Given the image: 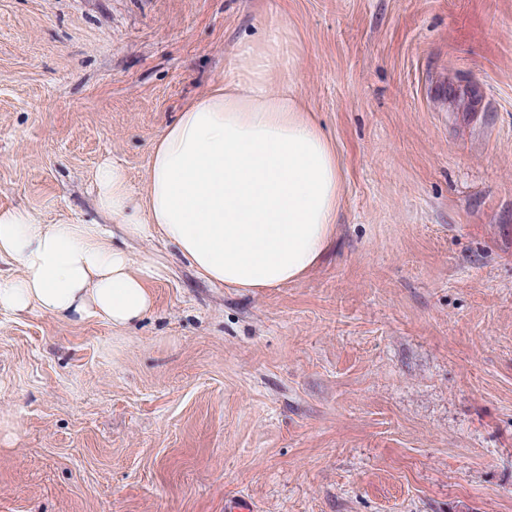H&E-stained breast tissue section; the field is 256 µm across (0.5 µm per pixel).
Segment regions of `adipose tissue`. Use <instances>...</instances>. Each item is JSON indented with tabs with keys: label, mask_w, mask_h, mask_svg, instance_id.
Segmentation results:
<instances>
[{
	"label": "adipose tissue",
	"mask_w": 512,
	"mask_h": 512,
	"mask_svg": "<svg viewBox=\"0 0 512 512\" xmlns=\"http://www.w3.org/2000/svg\"><path fill=\"white\" fill-rule=\"evenodd\" d=\"M291 55L285 25L239 44L229 79L190 100L153 142L147 185L99 165V211L128 237L174 245L206 281L255 292L295 281L336 239L341 179L336 151L301 99L273 88L274 63ZM0 314L45 312L100 319L120 331L153 309L151 285L166 268L133 262L97 223H43L0 209Z\"/></svg>",
	"instance_id": "adipose-tissue-1"
}]
</instances>
